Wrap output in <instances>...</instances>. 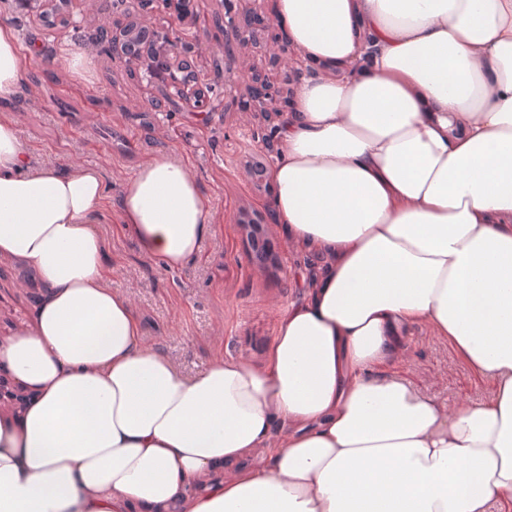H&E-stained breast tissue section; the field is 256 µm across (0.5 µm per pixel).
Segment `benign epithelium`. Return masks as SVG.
<instances>
[{"instance_id":"obj_1","label":"benign epithelium","mask_w":512,"mask_h":512,"mask_svg":"<svg viewBox=\"0 0 512 512\" xmlns=\"http://www.w3.org/2000/svg\"><path fill=\"white\" fill-rule=\"evenodd\" d=\"M136 12L125 8L115 12L112 29L100 36V42L112 47V61L130 73H144L157 87L159 95L152 99V108L169 112L176 106V99L196 106L206 101L208 88L196 70L192 50L177 34L173 25L190 16L193 0H135ZM169 15L172 27L162 30L143 25L137 16L152 12ZM277 23L264 11L249 10L239 15L225 6L224 37H233L240 44L255 43L256 32H272ZM176 95H171L170 91ZM247 95L263 106V111L280 114L288 111L291 97L274 88L260 70L249 71L246 77Z\"/></svg>"}]
</instances>
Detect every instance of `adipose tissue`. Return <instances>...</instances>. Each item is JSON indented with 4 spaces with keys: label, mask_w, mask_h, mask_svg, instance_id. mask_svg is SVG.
<instances>
[{
    "label": "adipose tissue",
    "mask_w": 512,
    "mask_h": 512,
    "mask_svg": "<svg viewBox=\"0 0 512 512\" xmlns=\"http://www.w3.org/2000/svg\"><path fill=\"white\" fill-rule=\"evenodd\" d=\"M302 80L270 176L277 223L320 247L318 283L264 361L183 374L106 284L98 172L32 167L0 120V258L44 287L0 365V512H512V0H272ZM0 23V100L23 81ZM121 223L167 268L212 212L159 154ZM428 326L495 384L447 411L391 375Z\"/></svg>",
    "instance_id": "adipose-tissue-1"
}]
</instances>
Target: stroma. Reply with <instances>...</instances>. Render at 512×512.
<instances>
[{"label":"stroma","mask_w":512,"mask_h":512,"mask_svg":"<svg viewBox=\"0 0 512 512\" xmlns=\"http://www.w3.org/2000/svg\"><path fill=\"white\" fill-rule=\"evenodd\" d=\"M69 9L80 16V28L53 23L47 0L30 12L0 0V21L17 30L25 74L18 95L0 102V119L14 124L32 166L93 167L101 174L108 196L96 229L105 246L107 284L129 299L146 346L188 374L221 358L261 364L280 315L324 262L317 246L296 241L286 225L269 221L273 185L252 179L248 170L273 163L261 143L274 122L259 110H244L239 94L225 93L224 54L235 55L239 72L255 66L273 78L299 67L300 53L269 66L268 43H225L215 24L219 0H195L179 32L195 45L199 68L215 92L224 93V104L214 112L186 103L175 112H157L149 105L155 88L113 66L95 40L111 12L101 10L100 0H72ZM76 54L88 60L79 73L65 64ZM161 153L188 164L213 214L198 258L176 270L142 253L116 210L123 184ZM245 214L265 227L273 253L265 265L250 259L239 224ZM25 271L21 263L0 259V340L33 322L42 290L37 280H25ZM406 345L393 370L416 390L451 409L489 397L491 382L428 327L413 328Z\"/></svg>","instance_id":"1"}]
</instances>
